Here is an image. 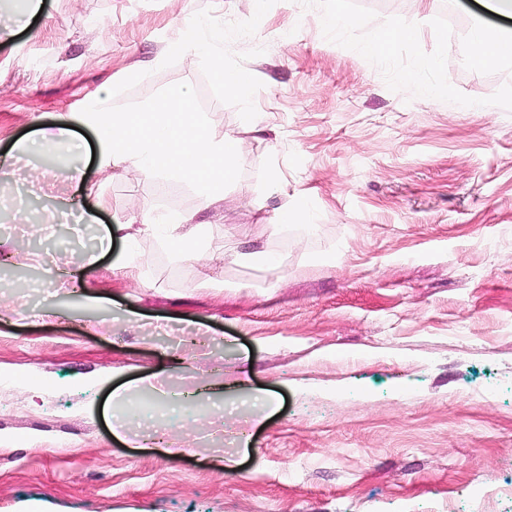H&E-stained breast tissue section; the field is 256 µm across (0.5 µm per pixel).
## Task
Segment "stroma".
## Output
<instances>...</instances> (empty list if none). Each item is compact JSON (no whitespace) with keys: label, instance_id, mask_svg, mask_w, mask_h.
Returning <instances> with one entry per match:
<instances>
[{"label":"stroma","instance_id":"1","mask_svg":"<svg viewBox=\"0 0 512 512\" xmlns=\"http://www.w3.org/2000/svg\"><path fill=\"white\" fill-rule=\"evenodd\" d=\"M42 2L0 32V512H512V61L464 51L512 19L476 0ZM339 7L357 25L324 26ZM195 13L250 75L240 96L167 56ZM399 22L418 39L370 54ZM107 84L126 110L189 88L243 140L222 202L100 170L78 114ZM63 120L74 147L29 149ZM299 203L309 218L279 223ZM58 208L83 237L44 229ZM171 209L226 260L141 235L142 277L116 268L98 229ZM147 375L162 393L113 405ZM173 431L187 455L166 454Z\"/></svg>","mask_w":512,"mask_h":512}]
</instances>
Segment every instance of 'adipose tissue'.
Returning <instances> with one entry per match:
<instances>
[{
	"mask_svg": "<svg viewBox=\"0 0 512 512\" xmlns=\"http://www.w3.org/2000/svg\"><path fill=\"white\" fill-rule=\"evenodd\" d=\"M224 29L212 17L183 21L168 43L169 55L190 56L208 66L226 95H240L246 76L225 68ZM98 141L102 170H128L157 183L179 180L193 185L202 207L224 199L226 186L236 182L243 162L242 145L233 136H216L197 112L189 89L167 92L138 110H115L103 100L80 116ZM156 236L176 258L219 261L203 240L193 215L169 212L141 225L139 233Z\"/></svg>",
	"mask_w": 512,
	"mask_h": 512,
	"instance_id": "ef3b65f1",
	"label": "adipose tissue"
}]
</instances>
